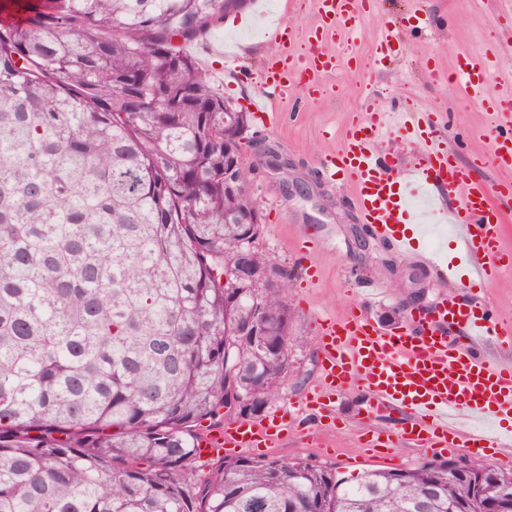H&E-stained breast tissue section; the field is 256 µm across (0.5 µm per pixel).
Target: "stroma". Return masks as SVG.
Returning <instances> with one entry per match:
<instances>
[{
	"label": "stroma",
	"mask_w": 512,
	"mask_h": 512,
	"mask_svg": "<svg viewBox=\"0 0 512 512\" xmlns=\"http://www.w3.org/2000/svg\"><path fill=\"white\" fill-rule=\"evenodd\" d=\"M252 10L257 23L221 24L189 47L212 86L242 106L270 91L264 81L265 48L273 44L278 24H288L289 51L304 53L317 8L315 0H254ZM354 24L356 35L339 32L326 46L339 56L340 67L323 78L322 93L311 99L300 88H290L278 101L282 121L266 128L251 122L242 142L244 166L263 215L256 246L288 273L287 300L298 338L288 375L267 407L271 413L301 405L315 385L323 317L343 316L362 303L379 327L396 329L404 326L414 306L433 305L448 289L427 261L425 238H417L410 253L391 250L361 221L351 185L323 182L321 162L339 148L351 114L370 105L377 110L406 108L423 121L438 115V135L458 165L472 167L474 177L492 188L512 181V171H502L493 159V146L508 129L500 111L512 105V0H372ZM388 28L398 41L394 54L380 61L374 42ZM245 41L252 43L253 54H241ZM467 54L485 59L490 71L481 102L461 86L458 63ZM358 236L367 239L366 249L356 248ZM306 241L313 244L320 269V280L312 287L304 282L300 252ZM377 281L384 283V292L366 300V291ZM472 289L493 316L512 319V267L501 268L494 280L476 282ZM335 400L334 424L322 426L300 417L275 447L248 448L245 456L307 459L349 482L370 469H404L433 460V453L408 443L389 457L365 455L367 431L404 426L407 414L366 417L365 397L355 389L343 390Z\"/></svg>",
	"instance_id": "obj_1"
}]
</instances>
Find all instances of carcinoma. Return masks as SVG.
I'll use <instances>...</instances> for the list:
<instances>
[{"mask_svg":"<svg viewBox=\"0 0 512 512\" xmlns=\"http://www.w3.org/2000/svg\"><path fill=\"white\" fill-rule=\"evenodd\" d=\"M0 24V512H483L448 462L354 483L300 459L198 474L197 426L288 375L256 247L251 113L185 47L249 0H10ZM239 164L224 182V162ZM250 252L253 281L224 275Z\"/></svg>","mask_w":512,"mask_h":512,"instance_id":"cac0c4a2","label":"carcinoma"}]
</instances>
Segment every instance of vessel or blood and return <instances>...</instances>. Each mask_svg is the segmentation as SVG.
Instances as JSON below:
<instances>
[{
	"mask_svg": "<svg viewBox=\"0 0 512 512\" xmlns=\"http://www.w3.org/2000/svg\"><path fill=\"white\" fill-rule=\"evenodd\" d=\"M355 3L317 0L319 22L308 32V41L334 40L338 29L352 19ZM338 67V58L329 52L319 50L298 59L283 49L269 61L265 82L282 92L297 84L312 96L322 87L321 76ZM460 73L467 91L483 97L488 78L485 66L471 58L461 65ZM392 129L423 150L425 161L410 176L416 192L431 199L441 188L453 195L456 205L451 216L470 275L489 279L511 264L512 255L499 247L502 218L493 204L492 189L455 165L441 147L435 126H422L410 113L366 112L351 119L339 150L322 163L326 181L351 184L362 220L374 235L401 251L413 250L414 238L405 227L416 217L399 190L401 174L375 149ZM449 325L461 329L472 344L498 338L512 342V330L501 327L485 307L453 294L410 314L408 326L397 330H382L354 311L322 319L320 383L306 395L300 413L317 420L334 417V397L355 385L365 391L369 413L405 409L413 415L410 427L384 428L386 439L399 437L434 452L461 447L479 454L503 447L505 439L512 437V362H490L457 348L445 331ZM487 421L494 422V429H484ZM464 423L470 426L465 433L460 430ZM285 425L280 413L234 421L210 431L201 442L202 451L219 455L230 448H270Z\"/></svg>",
	"mask_w": 512,
	"mask_h": 512,
	"instance_id": "b4317fda",
	"label": "vessel or blood"
}]
</instances>
